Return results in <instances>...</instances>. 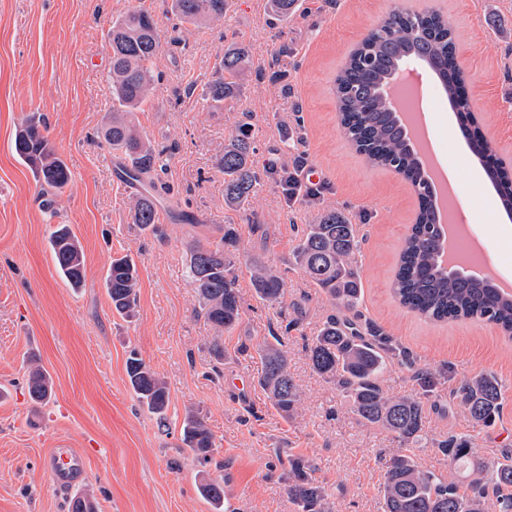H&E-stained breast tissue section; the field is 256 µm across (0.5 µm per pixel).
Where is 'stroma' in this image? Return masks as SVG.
Listing matches in <instances>:
<instances>
[{"instance_id": "1", "label": "stroma", "mask_w": 512, "mask_h": 512, "mask_svg": "<svg viewBox=\"0 0 512 512\" xmlns=\"http://www.w3.org/2000/svg\"><path fill=\"white\" fill-rule=\"evenodd\" d=\"M266 0H228L223 20L172 31L161 27L155 91L136 114L138 130L164 147L168 164L156 233L133 224L137 187L117 170L123 160L100 131L112 103L108 81L113 20L145 4L163 14V0H0V512H69L70 500L92 495L99 512H215L201 477L223 481L239 512H295L288 498V457L314 465L313 477L335 512H383L382 459L396 441L360 423L333 383L310 367L308 347L337 308L292 257L305 225L327 210L342 212L360 239L359 313L406 348L433 374L418 380L412 366L383 374L392 394L425 402L427 437L412 447L418 465L444 477L455 471L432 440L454 434L478 458L494 463L512 446V339L491 323L419 318L392 295L399 253L418 199L410 184L356 153L339 126L334 81L350 51L387 14L436 12L457 29L456 57L469 78L475 125L497 157L512 160V0H300L298 12L272 22ZM249 46L252 67L239 97L213 108L206 84L229 43ZM251 112L256 165L262 178L249 206L228 208L216 163L242 112ZM72 173L53 210L41 205L33 173L15 154L14 134L30 114ZM448 103L431 110L432 136L456 169L475 225L497 259L493 271L512 277V230L486 225L498 197L478 181L466 149L455 148ZM305 164L323 182L318 197L287 201L268 160ZM182 210L197 226L174 218ZM70 225L85 258L83 287L58 273L49 236ZM238 242L231 253L241 319L218 334L206 320L188 276L193 238L217 242L225 225ZM130 255L139 270L135 317L113 313L104 277L113 256ZM276 266L285 281L282 304L254 294L248 269ZM283 337L302 403L282 418L258 386L257 346L270 332ZM224 348L223 360L212 353ZM136 350L169 389L166 427L140 405L126 375ZM52 384L40 404L28 395V362ZM496 374L506 387L502 418L478 427L449 412L448 394L461 379ZM213 436L209 463L181 441L186 412ZM55 448L84 457L85 473L67 491L43 466Z\"/></svg>"}]
</instances>
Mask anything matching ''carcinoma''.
<instances>
[{
  "instance_id": "obj_1",
  "label": "carcinoma",
  "mask_w": 512,
  "mask_h": 512,
  "mask_svg": "<svg viewBox=\"0 0 512 512\" xmlns=\"http://www.w3.org/2000/svg\"><path fill=\"white\" fill-rule=\"evenodd\" d=\"M298 0H268L269 15L286 20L297 12ZM227 0H168L167 12L183 24L199 25L224 19ZM112 49L108 80L112 87V117L103 138L112 152L127 161L126 177L144 188L130 207L132 222L153 231L158 224L155 201L169 193L159 173L166 169L162 153L143 138L132 115L150 99L158 81L152 63L160 49V20L149 9L136 6L112 22L107 31ZM423 60L440 69L438 75L451 103H458L459 74L455 65V29L442 15L420 17L418 13L392 12L380 28L353 49L335 79L339 121L343 135L359 154L375 166L393 168L412 185L423 186L422 174L398 123L395 112L380 94L386 79L407 60ZM250 53L243 44L224 49L208 84L211 105L238 96V77L250 66ZM252 115L242 120L224 145L218 168L224 174V203L240 208L256 193L260 175L255 165ZM15 154L32 170L42 186L46 209L72 182V175L40 122L29 118L15 133ZM420 209L401 250L393 293L400 305L429 318L476 319L490 322L512 334V297L504 298L485 281L451 274L438 263L440 233L426 194L419 193ZM231 225L216 244L196 242L190 248L189 277L197 290L207 321L219 332L230 331L240 322V299L232 255L226 247L236 243ZM57 271L74 288L85 281L81 246L66 224H58L50 235ZM359 237L354 225L334 210L324 212L316 224H308L293 259L318 291L338 307L313 337L309 359L313 370L336 384L348 399L352 412L364 425L377 426L399 443L383 458L382 494L385 512H512V448L502 450L501 459L486 465L475 457L470 442L452 434L432 441L468 479L467 491L458 483L420 468L405 448L425 436L426 411L415 395H394L381 385L387 365L407 358L408 352L372 324L360 326L350 314L362 296L357 269ZM251 286L263 302L278 304L285 284L278 270L263 262L250 269ZM112 309L120 316L133 315L138 301L139 273L129 255L112 258L104 277ZM262 363L258 385L274 408L285 418L295 414L302 392L288 365V353L276 333L260 347ZM126 374L138 401L165 425L169 390L138 353L130 352ZM30 398L41 403L52 388L38 367L29 372ZM452 402L476 425L490 427L504 408L503 385L497 376L481 373L466 378L452 391ZM183 443L202 461H208L212 436L194 412L182 424ZM312 464L301 456L288 458V497L297 512H333L324 488L312 477ZM200 490L218 512L224 509V481L206 480Z\"/></svg>"
}]
</instances>
